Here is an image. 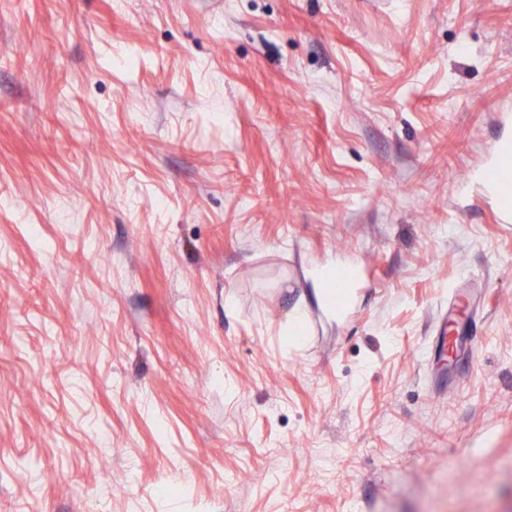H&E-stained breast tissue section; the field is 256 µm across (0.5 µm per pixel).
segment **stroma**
<instances>
[{"mask_svg":"<svg viewBox=\"0 0 512 512\" xmlns=\"http://www.w3.org/2000/svg\"><path fill=\"white\" fill-rule=\"evenodd\" d=\"M507 140L512 0H0V512H512ZM507 155L509 158L504 157L505 155L499 157L485 174L486 181L501 200L506 198L512 200V153Z\"/></svg>","mask_w":512,"mask_h":512,"instance_id":"stroma-1","label":"stroma"}]
</instances>
